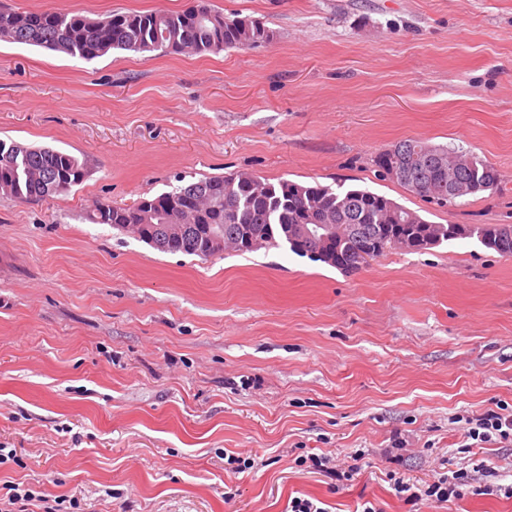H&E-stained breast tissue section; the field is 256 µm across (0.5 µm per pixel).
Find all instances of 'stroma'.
<instances>
[{
    "mask_svg": "<svg viewBox=\"0 0 512 512\" xmlns=\"http://www.w3.org/2000/svg\"><path fill=\"white\" fill-rule=\"evenodd\" d=\"M90 18L192 0H4ZM274 36L218 53L85 62L0 43V139L87 162L67 196L0 194V480L75 512H512V443L464 429L512 407V257L474 239L344 273L284 249L201 259L93 224L181 175L375 190L438 224H512V0H212ZM417 138L493 165L496 189L440 208L374 159ZM363 450L350 481L311 455ZM246 452L254 468L232 473ZM495 465L410 505L425 484ZM387 476L393 481L394 490L413 505L425 499L439 503H447L451 498L457 499L462 495L460 487L466 485L465 479H468V473L463 472V469L451 471V475L442 474L437 481L424 485L411 483L410 480L407 482L404 477H396L392 473Z\"/></svg>",
    "mask_w": 512,
    "mask_h": 512,
    "instance_id": "35a3bbf8",
    "label": "stroma"
}]
</instances>
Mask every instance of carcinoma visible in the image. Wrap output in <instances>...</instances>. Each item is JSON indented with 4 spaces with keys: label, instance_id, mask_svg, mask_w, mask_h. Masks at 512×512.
Wrapping results in <instances>:
<instances>
[{
    "label": "carcinoma",
    "instance_id": "cac0c4a2",
    "mask_svg": "<svg viewBox=\"0 0 512 512\" xmlns=\"http://www.w3.org/2000/svg\"><path fill=\"white\" fill-rule=\"evenodd\" d=\"M273 38L256 21L228 16L211 0H197L181 12L113 13L92 19L55 11H19L0 7V42L45 48L91 62L114 50L182 53L219 52ZM402 153L405 178L397 183L439 206L456 204L448 194V171L458 169L470 194L494 188L498 171L472 157L459 165L458 152L416 138L393 145ZM89 175L77 157L50 148L27 147L0 140V192L22 201L63 196ZM171 191L141 197L130 205L98 203L89 215L94 224L124 230L162 252L184 253L203 260L225 250L253 253L289 249L292 253L353 273L392 250L420 251L458 239H477L503 256H512L511 224H436L391 198L359 187L269 182L250 174L179 177ZM190 208L197 223L183 225L180 239L167 234V215ZM305 224H347L346 234L308 241Z\"/></svg>",
    "mask_w": 512,
    "mask_h": 512
}]
</instances>
